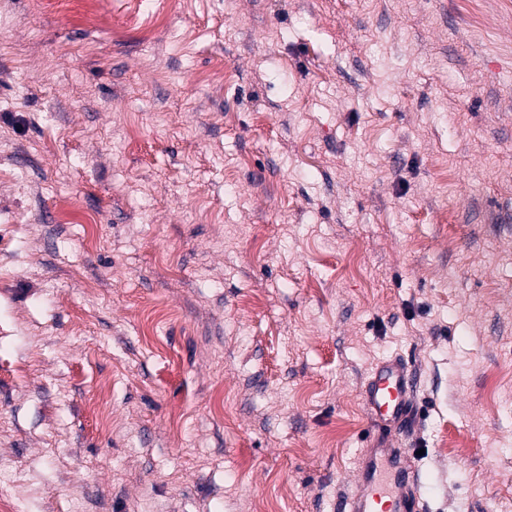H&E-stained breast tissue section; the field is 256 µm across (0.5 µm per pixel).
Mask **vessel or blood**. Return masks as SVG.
I'll use <instances>...</instances> for the list:
<instances>
[{
    "label": "vessel or blood",
    "instance_id": "1",
    "mask_svg": "<svg viewBox=\"0 0 512 512\" xmlns=\"http://www.w3.org/2000/svg\"><path fill=\"white\" fill-rule=\"evenodd\" d=\"M415 389L414 375L403 360L379 362L364 390L373 422L396 435L411 429L416 420ZM416 482L407 449L374 445L360 457L357 490L346 498L343 512H424Z\"/></svg>",
    "mask_w": 512,
    "mask_h": 512
}]
</instances>
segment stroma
<instances>
[{
  "instance_id": "obj_1",
  "label": "stroma",
  "mask_w": 512,
  "mask_h": 512,
  "mask_svg": "<svg viewBox=\"0 0 512 512\" xmlns=\"http://www.w3.org/2000/svg\"><path fill=\"white\" fill-rule=\"evenodd\" d=\"M395 356L512 512V0H0L12 512H341Z\"/></svg>"
}]
</instances>
